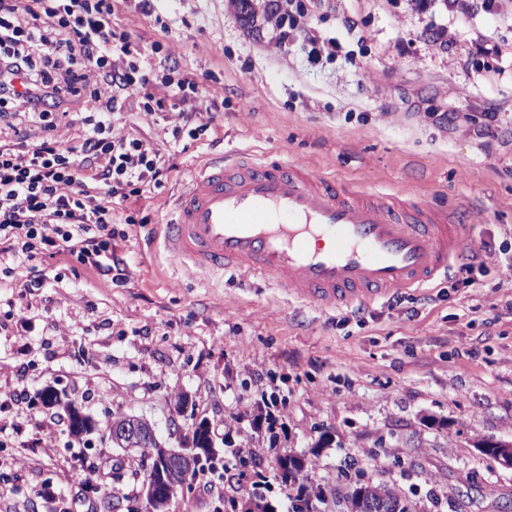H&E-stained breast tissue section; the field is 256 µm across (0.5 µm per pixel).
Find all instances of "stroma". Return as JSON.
Segmentation results:
<instances>
[{"label": "stroma", "mask_w": 512, "mask_h": 512, "mask_svg": "<svg viewBox=\"0 0 512 512\" xmlns=\"http://www.w3.org/2000/svg\"><path fill=\"white\" fill-rule=\"evenodd\" d=\"M273 0H255L243 20L230 0H158L144 17L116 0L112 25L149 61L177 60L204 77L205 102L167 110L163 126L132 114L120 136L166 149L164 127L195 113L210 128L173 152L162 187L115 208L136 212L112 247L126 262L115 286L69 255H39L42 281L0 276V512H94L77 465L103 449L101 473L141 452L105 444L101 433L46 438L39 391L65 389L98 424L135 414L158 438L171 436V397H195L236 446L265 458L305 455L317 512H336L338 478L384 481L416 512H504L512 469L482 456L479 441L512 442V0H330L308 29L336 44L312 61L302 41L272 38ZM355 29H348L346 19ZM491 110L498 135L486 151L470 117ZM248 150L369 189L413 193L448 208L469 227L465 250L481 247L471 280L438 279L426 295L321 311L236 275L195 276L152 245L197 164ZM274 431L252 427L259 408ZM25 456L21 469L11 458ZM264 484L230 467L200 476L170 512H214L227 483L240 499L261 495L289 512V488L272 468ZM53 485L54 499L37 497Z\"/></svg>", "instance_id": "stroma-1"}]
</instances>
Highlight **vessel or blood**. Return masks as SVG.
<instances>
[{
  "label": "vessel or blood",
  "mask_w": 512,
  "mask_h": 512,
  "mask_svg": "<svg viewBox=\"0 0 512 512\" xmlns=\"http://www.w3.org/2000/svg\"><path fill=\"white\" fill-rule=\"evenodd\" d=\"M464 235L422 199L233 150L195 168L162 244L194 272L247 275L336 310L429 288L465 260Z\"/></svg>",
  "instance_id": "1"
}]
</instances>
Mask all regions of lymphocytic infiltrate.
<instances>
[{"mask_svg": "<svg viewBox=\"0 0 512 512\" xmlns=\"http://www.w3.org/2000/svg\"><path fill=\"white\" fill-rule=\"evenodd\" d=\"M326 3L282 0L278 43L307 37L308 18ZM112 14V0H0V259L12 258L33 282L44 252L122 280L124 260L110 249L113 205L161 187L171 167L148 140L114 135L110 119L133 106L156 125L167 100L207 97L203 81L176 62L152 68L113 31ZM87 67L99 86L85 82ZM63 104L80 116L79 145L52 135ZM32 127L43 133L39 143L29 141Z\"/></svg>", "mask_w": 512, "mask_h": 512, "instance_id": "obj_1", "label": "lymphocytic infiltrate"}]
</instances>
